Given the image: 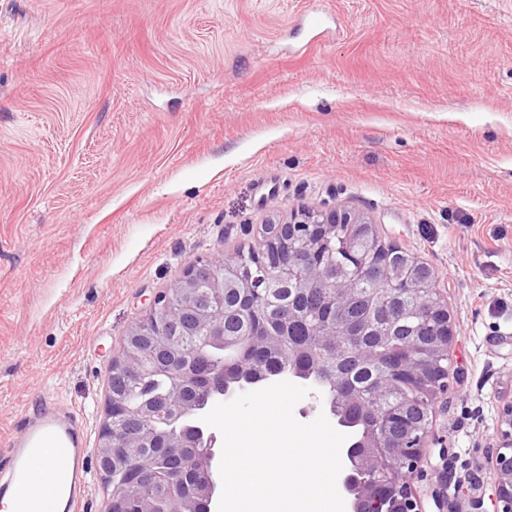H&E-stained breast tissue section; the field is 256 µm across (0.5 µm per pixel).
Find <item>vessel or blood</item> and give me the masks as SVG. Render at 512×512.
Here are the masks:
<instances>
[{"label": "vessel or blood", "instance_id": "obj_1", "mask_svg": "<svg viewBox=\"0 0 512 512\" xmlns=\"http://www.w3.org/2000/svg\"><path fill=\"white\" fill-rule=\"evenodd\" d=\"M43 454L51 467L36 480L32 463ZM6 455L11 467L0 473L1 493L39 512H82L89 450L86 428L73 412L43 402L41 411L10 436Z\"/></svg>", "mask_w": 512, "mask_h": 512}]
</instances>
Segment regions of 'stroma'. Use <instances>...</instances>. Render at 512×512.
<instances>
[{
    "mask_svg": "<svg viewBox=\"0 0 512 512\" xmlns=\"http://www.w3.org/2000/svg\"><path fill=\"white\" fill-rule=\"evenodd\" d=\"M336 205L448 299L412 489L467 512L512 401V0H0V458L44 393L98 433L110 359L197 260Z\"/></svg>",
    "mask_w": 512,
    "mask_h": 512,
    "instance_id": "stroma-1",
    "label": "stroma"
}]
</instances>
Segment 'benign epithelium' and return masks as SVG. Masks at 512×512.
I'll return each instance as SVG.
<instances>
[{
    "instance_id": "benign-epithelium-1",
    "label": "benign epithelium",
    "mask_w": 512,
    "mask_h": 512,
    "mask_svg": "<svg viewBox=\"0 0 512 512\" xmlns=\"http://www.w3.org/2000/svg\"><path fill=\"white\" fill-rule=\"evenodd\" d=\"M341 241L345 257L340 261L329 259L336 241ZM255 268L244 276L239 266L227 264L221 274L214 272L215 262L206 259L189 267L171 285L179 294V304L170 302V291L157 294L149 311L134 322L130 336H145V329L156 327L154 340L149 345L123 346L120 356L114 358L109 369H119L142 377L157 370H172L173 366L190 362L191 368L203 373L206 383L190 397L184 384L176 385L161 405L129 407L107 392L106 420L98 433L96 456L98 472L107 480L112 472V461L122 457L128 465L133 481L145 484L149 475L139 468L143 449L152 441V430L161 411L176 421L174 427L161 438L160 447L169 457L178 459L187 448L194 450V463L179 471L180 482L190 488L171 495L165 512H209L220 478L216 462V433L202 421L224 370L210 367L209 353L202 347L188 348L182 336L185 316L194 320V330L203 333V342L224 339V302L215 305L202 301L198 288L206 283L215 294L223 295V288H233L248 297H262L275 282L291 284L309 292L321 291L328 298L330 309L339 313L358 301L360 280L374 277L394 289L391 301L395 315L409 311L419 312L421 323L413 331L408 343L423 346L417 353L400 359L410 384L424 390V397L414 403L409 397H399L395 389H385L387 378L378 376L368 381L365 390L354 387L350 375L336 371V360L353 357L361 365L375 358V349L362 342L364 336H375L385 342L392 332V320L366 316L357 320L343 318L324 330H312L310 336L317 345L315 370L306 371L297 366L298 352L288 351V367L292 373L305 379L324 375V394L329 412L344 422L338 412L353 409L362 417L373 420L374 429L363 434L353 444L358 454L352 456L357 472L366 475L359 484L351 475L343 476V486L356 495L353 510L382 494L394 502L389 512H424L414 497L411 475L425 459V444L431 429L437 404L448 393L449 350L454 336L448 303L436 288L433 270L426 263L407 254L401 248L386 244L378 237L375 225L365 215L344 206L307 209L292 215L285 223L267 224L253 245ZM255 349L277 347V334L261 331L251 339ZM238 392L252 389L255 369L245 358L234 361ZM385 392L384 405L401 413L409 409L419 416L398 431L388 421L376 418L373 396ZM507 443L493 463L496 473L494 502L501 504L499 512H512V402L504 408ZM106 512H156L152 499L140 497L129 503L125 496L110 493Z\"/></svg>"
}]
</instances>
